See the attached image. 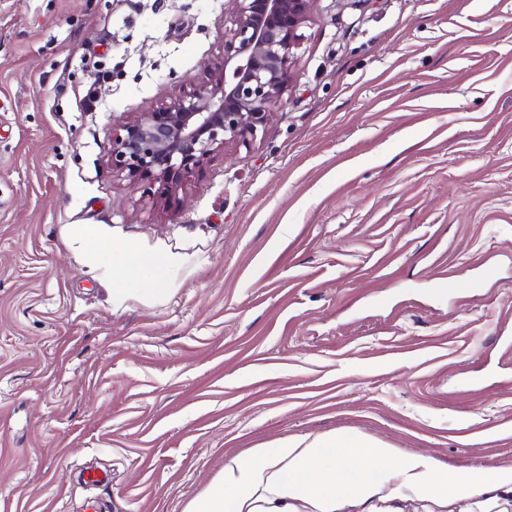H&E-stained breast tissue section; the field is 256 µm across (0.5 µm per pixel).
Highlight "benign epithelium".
Returning <instances> with one entry per match:
<instances>
[{"instance_id":"7a95c632","label":"benign epithelium","mask_w":512,"mask_h":512,"mask_svg":"<svg viewBox=\"0 0 512 512\" xmlns=\"http://www.w3.org/2000/svg\"><path fill=\"white\" fill-rule=\"evenodd\" d=\"M224 55L211 81L112 136V170L175 190L215 151L266 126L292 77L299 29L315 0H229Z\"/></svg>"}]
</instances>
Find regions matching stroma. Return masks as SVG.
Here are the masks:
<instances>
[{
	"instance_id": "obj_1",
	"label": "stroma",
	"mask_w": 512,
	"mask_h": 512,
	"mask_svg": "<svg viewBox=\"0 0 512 512\" xmlns=\"http://www.w3.org/2000/svg\"><path fill=\"white\" fill-rule=\"evenodd\" d=\"M226 10L0 0V512H184L302 434L512 465V0H316L264 131L144 193L112 130L208 82ZM116 237L178 288L113 304Z\"/></svg>"
}]
</instances>
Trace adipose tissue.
Wrapping results in <instances>:
<instances>
[{
    "label": "adipose tissue",
    "mask_w": 512,
    "mask_h": 512,
    "mask_svg": "<svg viewBox=\"0 0 512 512\" xmlns=\"http://www.w3.org/2000/svg\"><path fill=\"white\" fill-rule=\"evenodd\" d=\"M186 257L119 241L112 246V302L158 301L176 286ZM139 288H131L130 280ZM466 512H512V466L493 473L448 470L419 452L400 453L383 441L350 433L282 438L225 463L189 501L185 512H336L339 500L360 512H401L403 499Z\"/></svg>",
    "instance_id": "ef3b65f1"
}]
</instances>
